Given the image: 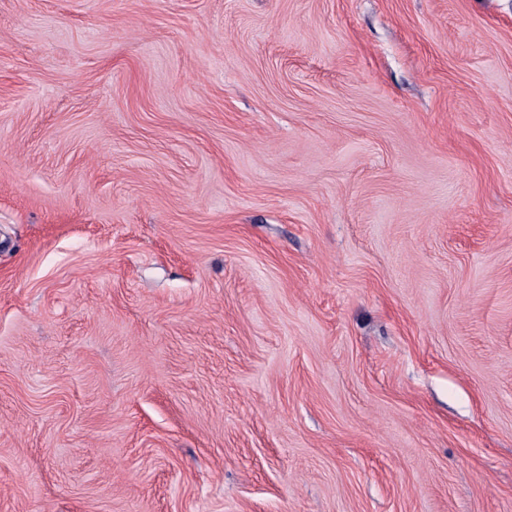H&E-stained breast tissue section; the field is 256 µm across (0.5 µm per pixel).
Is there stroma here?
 <instances>
[{"mask_svg": "<svg viewBox=\"0 0 512 512\" xmlns=\"http://www.w3.org/2000/svg\"><path fill=\"white\" fill-rule=\"evenodd\" d=\"M0 512H512V0H0Z\"/></svg>", "mask_w": 512, "mask_h": 512, "instance_id": "stroma-1", "label": "stroma"}]
</instances>
